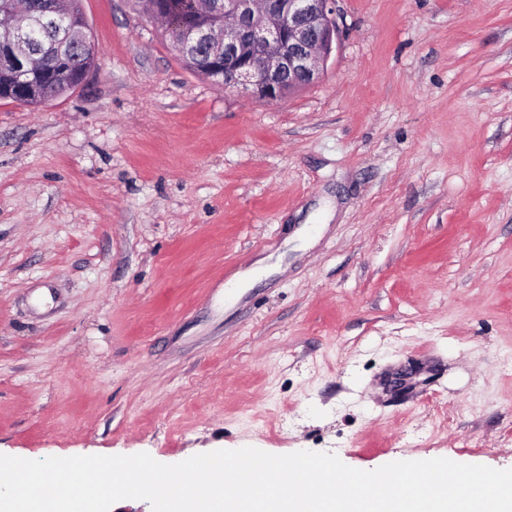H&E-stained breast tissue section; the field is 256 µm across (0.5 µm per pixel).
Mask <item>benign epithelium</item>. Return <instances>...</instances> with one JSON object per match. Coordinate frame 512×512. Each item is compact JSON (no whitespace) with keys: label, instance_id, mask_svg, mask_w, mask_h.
Listing matches in <instances>:
<instances>
[{"label":"benign epithelium","instance_id":"1","mask_svg":"<svg viewBox=\"0 0 512 512\" xmlns=\"http://www.w3.org/2000/svg\"><path fill=\"white\" fill-rule=\"evenodd\" d=\"M334 14L335 0H265L260 9L253 0H224V24L201 33L202 40L224 51L207 57L201 74L221 79L226 90L242 88L257 100L278 99L324 75L338 41ZM62 15L74 28L85 26L64 0L30 4L22 17L10 6L0 9V66L15 73L8 92L15 101L54 99L46 92L53 65L31 59L14 34L39 19L55 23Z\"/></svg>","mask_w":512,"mask_h":512}]
</instances>
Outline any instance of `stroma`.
<instances>
[{
  "mask_svg": "<svg viewBox=\"0 0 512 512\" xmlns=\"http://www.w3.org/2000/svg\"><path fill=\"white\" fill-rule=\"evenodd\" d=\"M81 7L86 79L0 100V454L512 468V0H338L275 101Z\"/></svg>",
  "mask_w": 512,
  "mask_h": 512,
  "instance_id": "obj_1",
  "label": "stroma"
}]
</instances>
